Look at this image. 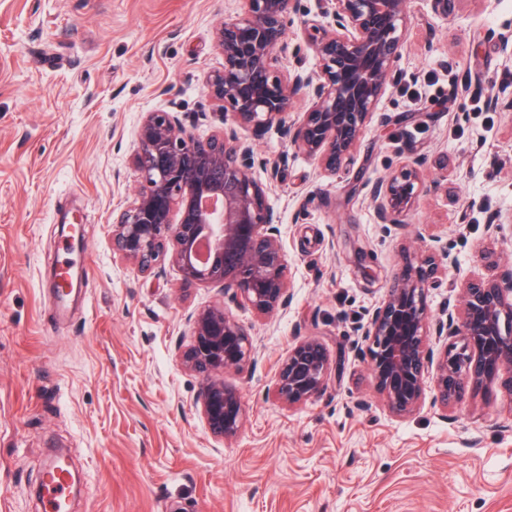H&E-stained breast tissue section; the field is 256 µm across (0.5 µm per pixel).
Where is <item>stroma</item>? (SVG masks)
Returning a JSON list of instances; mask_svg holds the SVG:
<instances>
[{"label":"stroma","mask_w":512,"mask_h":512,"mask_svg":"<svg viewBox=\"0 0 512 512\" xmlns=\"http://www.w3.org/2000/svg\"><path fill=\"white\" fill-rule=\"evenodd\" d=\"M237 0H0V512H43L52 449L82 479L73 512H512V395L498 383L455 408L434 382L409 416L374 387L365 324L403 247L451 256L488 275L483 251L512 270V112H475L512 89L499 43L512 0H409L410 34L346 174L330 177L277 126L240 129L275 164L267 201L279 217L292 299L264 317L218 287L188 285L162 263L140 274L112 251L114 211L138 187L132 165L145 113H179L205 138L219 129L205 91L222 70L217 28ZM301 0L288 22L286 69L312 70ZM431 84L415 99L408 87ZM426 155L438 188L408 224H377L368 179ZM80 224L90 266L66 312L53 272L73 253L60 208ZM368 255L354 261V248ZM224 304L254 354L224 375L245 423L214 439L197 407L203 380L179 346L199 308ZM316 338L333 366L324 390L289 407L274 374L296 342Z\"/></svg>","instance_id":"obj_1"}]
</instances>
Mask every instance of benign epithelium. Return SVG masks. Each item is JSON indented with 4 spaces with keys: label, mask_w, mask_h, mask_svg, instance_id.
<instances>
[{
    "label": "benign epithelium",
    "mask_w": 512,
    "mask_h": 512,
    "mask_svg": "<svg viewBox=\"0 0 512 512\" xmlns=\"http://www.w3.org/2000/svg\"><path fill=\"white\" fill-rule=\"evenodd\" d=\"M240 11L216 32L224 69L205 83L222 130L207 138L174 112L145 113L132 163L139 175L134 201L112 224V250L142 274L169 261L183 282L219 285L237 305L270 315L291 300L287 263L256 169L277 178L237 128L278 126L291 146L330 176L347 171L373 113L387 91L407 42L408 0H320L331 28L307 21V45L319 70L285 71L287 18L300 0H239ZM310 104L288 118L294 103ZM427 158L417 155L397 171L366 181L380 224L400 226L425 189ZM443 264L429 251L402 255L385 298L363 332L371 372L388 410L400 417L421 404L424 379L435 371L434 403L443 410L497 381L512 394V277L460 281L457 302L431 313L428 290ZM191 340L182 366L203 378L198 404L210 433L225 441L244 421L238 390L224 372L242 368L253 344L224 305L190 318ZM447 341L434 357L428 337ZM330 355L318 339L295 343L274 376L278 398L289 406L318 395Z\"/></svg>",
    "instance_id": "1"
}]
</instances>
